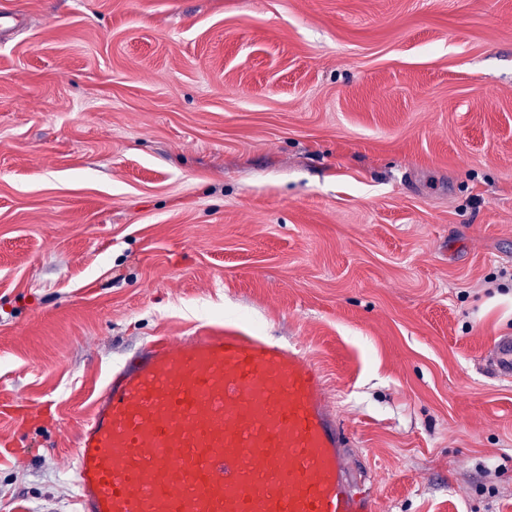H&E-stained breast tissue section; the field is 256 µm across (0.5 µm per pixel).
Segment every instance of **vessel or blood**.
I'll list each match as a JSON object with an SVG mask.
<instances>
[{
	"label": "vessel or blood",
	"mask_w": 512,
	"mask_h": 512,
	"mask_svg": "<svg viewBox=\"0 0 512 512\" xmlns=\"http://www.w3.org/2000/svg\"><path fill=\"white\" fill-rule=\"evenodd\" d=\"M512 376V340L493 347ZM322 369L228 328L156 339L78 426V512H376Z\"/></svg>",
	"instance_id": "obj_1"
}]
</instances>
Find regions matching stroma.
Here are the masks:
<instances>
[{
	"label": "stroma",
	"instance_id": "1",
	"mask_svg": "<svg viewBox=\"0 0 512 512\" xmlns=\"http://www.w3.org/2000/svg\"><path fill=\"white\" fill-rule=\"evenodd\" d=\"M0 2V512L211 327L304 348L378 512H512V0ZM491 360L496 370L503 376H512V340L503 339L493 347Z\"/></svg>",
	"mask_w": 512,
	"mask_h": 512
}]
</instances>
